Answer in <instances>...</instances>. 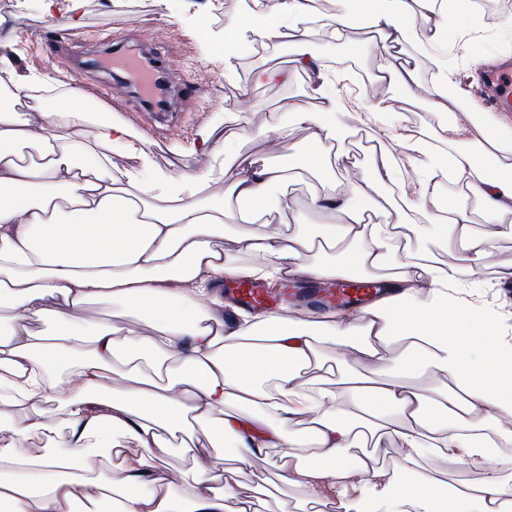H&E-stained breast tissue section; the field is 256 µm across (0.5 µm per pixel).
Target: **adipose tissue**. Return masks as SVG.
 <instances>
[{
	"label": "adipose tissue",
	"instance_id": "obj_1",
	"mask_svg": "<svg viewBox=\"0 0 512 512\" xmlns=\"http://www.w3.org/2000/svg\"><path fill=\"white\" fill-rule=\"evenodd\" d=\"M320 0H251L244 21L229 18L219 55H231L241 28L256 43L292 45L304 72L319 75L307 21ZM474 0H351L329 16L332 36L363 26L378 35L377 77L407 91L412 69L392 56L408 43L446 41ZM432 17L428 31L418 20ZM0 111V512H76L109 503L112 512H266L271 493H296V512L328 505L347 512L370 497L379 512H512V336L485 341L495 312L465 307L457 284L512 237V138L435 67L429 106L453 113L448 165L426 164L416 195L399 208L367 204L391 179L389 158L339 192L327 173L311 208L340 216L337 224L291 233L267 223L268 194L303 167L325 170L339 156L330 117L341 104L323 85L295 108L307 129L306 154L287 165H257L221 148L225 193L194 197L196 174L173 178L151 167L148 143L111 113L70 90V103L50 112L16 73ZM97 114L93 139L82 134ZM120 149L137 160L117 174ZM464 185L493 231H475L466 205L425 203L443 179ZM240 201L238 211L225 195ZM457 253L440 264L402 244L403 230ZM272 258L269 270L239 266L224 249ZM393 271L391 292L351 313L234 312L225 316L222 280L259 273L279 279L347 281ZM92 303L120 306L150 321L148 337L133 325L108 326L86 315ZM52 321L36 332L31 323ZM132 366L107 387L114 361ZM410 373L438 377L425 388ZM54 402L47 410L45 402ZM203 427L205 441L194 438ZM396 440L411 486L396 484L366 445ZM232 457H225V447ZM100 448L109 479L93 475L89 449ZM175 453L195 469L178 493L166 467ZM278 455L275 478L258 475L239 494L224 483L229 463ZM442 458L483 472L473 487L449 488L422 472Z\"/></svg>",
	"mask_w": 512,
	"mask_h": 512
}]
</instances>
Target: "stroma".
Returning <instances> with one entry per match:
<instances>
[{"label":"stroma","mask_w":512,"mask_h":512,"mask_svg":"<svg viewBox=\"0 0 512 512\" xmlns=\"http://www.w3.org/2000/svg\"><path fill=\"white\" fill-rule=\"evenodd\" d=\"M69 7L68 0H56L48 16L41 0H0V17L6 21L0 29V63L26 77L32 88L50 91L57 99L75 87H92L102 94L110 87L109 73L78 70L83 57L102 52L99 34L103 29L127 34L131 42L155 52L159 60L171 65L169 80L178 93L175 113H146L133 97L106 102L105 107L148 141L155 164L173 176L197 172L205 164L201 140L211 130L222 135L236 131L237 115L228 106L242 102L247 92L264 109L250 116V134L239 144L243 156L260 165H284L289 153L305 152L304 125H295L290 151L273 147L270 134L271 126L290 119L293 104L306 101L309 93L307 75L295 68L294 48L278 43L247 52L239 46L223 61L212 52L213 41L224 34L225 16L244 17L246 0H84L76 24L69 19ZM308 26L329 89L343 86L351 96L350 106L336 114L337 125L346 132L341 147L352 162L348 174L359 176L384 155L393 160L402 157L392 135L365 125L361 119L371 92L357 75L376 72L378 52L373 35L361 30L337 40L318 20L309 21ZM507 50L512 52V9L501 10L497 0H487L477 5L475 19L459 22L449 31L446 44L405 47L403 58L416 72L420 93L413 96L385 85L377 86L375 93L391 103L394 125L439 138L449 117L432 112L424 95L431 84L432 56L447 62L462 89L470 94L475 74L489 70L487 64H480V57L489 60ZM265 65L291 69L292 77L285 83L254 85L255 71ZM320 179V174L303 171L274 189V223H328V216L309 208V198ZM283 198L288 201L284 209L278 206ZM509 263L512 238H504L480 261L475 275L461 280L460 291L486 307L512 308V298L505 296L500 278L503 266Z\"/></svg>","instance_id":"35a3bbf8"}]
</instances>
